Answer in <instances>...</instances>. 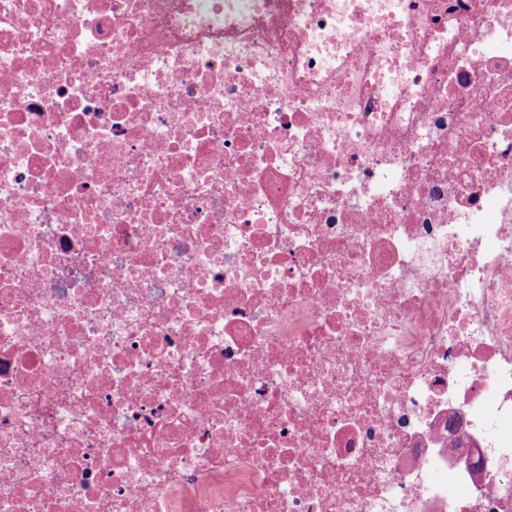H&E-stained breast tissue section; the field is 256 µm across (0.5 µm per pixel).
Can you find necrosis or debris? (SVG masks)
Here are the masks:
<instances>
[{
	"label": "necrosis or debris",
	"instance_id": "4bbe7bcc",
	"mask_svg": "<svg viewBox=\"0 0 512 512\" xmlns=\"http://www.w3.org/2000/svg\"><path fill=\"white\" fill-rule=\"evenodd\" d=\"M0 512H512V0H0Z\"/></svg>",
	"mask_w": 512,
	"mask_h": 512
}]
</instances>
